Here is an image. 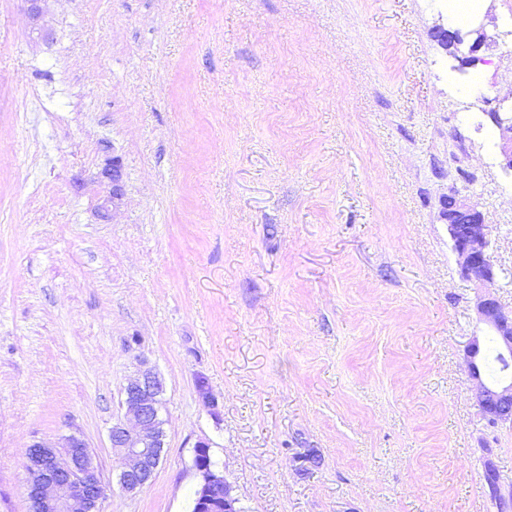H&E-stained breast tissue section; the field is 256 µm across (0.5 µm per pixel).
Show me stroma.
Wrapping results in <instances>:
<instances>
[{"instance_id":"1","label":"stroma","mask_w":512,"mask_h":512,"mask_svg":"<svg viewBox=\"0 0 512 512\" xmlns=\"http://www.w3.org/2000/svg\"><path fill=\"white\" fill-rule=\"evenodd\" d=\"M511 14L467 21L496 39L468 98L430 0H50L47 41L0 0V512H29V446L73 432L112 482L143 363L166 447L103 512H191L201 440L244 512H497L512 423L475 401L490 332L443 204L483 213L512 309V177L481 128L512 101ZM123 174L122 159L118 155L107 158L98 172V181L103 190L98 199L97 210L98 216L103 220H108L111 213L113 217L114 211L122 204L125 195ZM484 477L489 488L490 497L494 501L498 512H509V509H512V491L507 494L501 491L498 476L489 464L486 465Z\"/></svg>"}]
</instances>
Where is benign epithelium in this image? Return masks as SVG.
I'll return each mask as SVG.
<instances>
[{"instance_id": "obj_1", "label": "benign epithelium", "mask_w": 512, "mask_h": 512, "mask_svg": "<svg viewBox=\"0 0 512 512\" xmlns=\"http://www.w3.org/2000/svg\"><path fill=\"white\" fill-rule=\"evenodd\" d=\"M25 2L31 33L40 38L48 37V0ZM474 34L476 38L467 46L457 30L441 27L435 38L444 49L451 51L459 65L464 66L475 61L474 54L486 42L483 32L476 30ZM487 117L500 131L501 168L512 174V115L495 111L487 113ZM98 181L102 186L98 216L107 220L121 206L125 195L120 156L105 160L98 172ZM445 216L459 275L483 288L477 298V312L480 321L497 337L499 350L509 366L512 364V311H505L494 292L499 268L490 250L488 224L480 211L455 194L445 202ZM479 355L480 342L475 336L467 345L465 356L469 372L477 381L476 402L490 422H511L512 383H485L477 363ZM165 390L163 378L151 368L139 370L124 388L125 416L113 423L110 439L120 457L117 485L128 495L139 493L152 480L159 465L165 440V420L161 416ZM193 467L199 476L196 512H241L232 486L214 468L208 442L201 440L195 444ZM24 468L30 512H102L108 485L80 435L72 433L57 445L33 444Z\"/></svg>"}]
</instances>
